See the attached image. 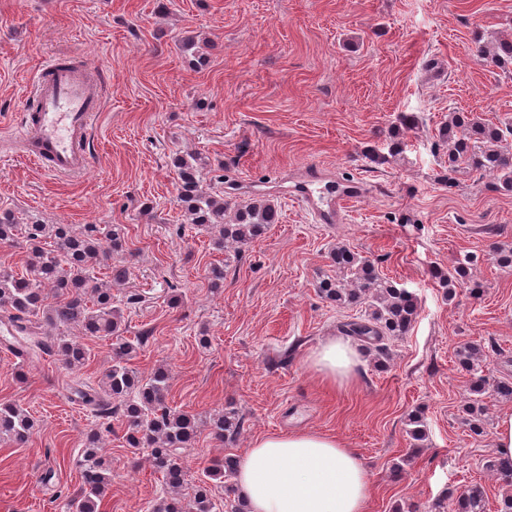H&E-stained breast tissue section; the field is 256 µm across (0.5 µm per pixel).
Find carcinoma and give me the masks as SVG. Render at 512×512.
Masks as SVG:
<instances>
[{"label":"carcinoma","instance_id":"obj_1","mask_svg":"<svg viewBox=\"0 0 512 512\" xmlns=\"http://www.w3.org/2000/svg\"><path fill=\"white\" fill-rule=\"evenodd\" d=\"M473 56L486 67L506 68L512 65V39H500L490 46L478 43ZM509 135L512 126L504 129L471 113L452 114L440 134L448 170L489 173L497 176L502 189L512 191V152L503 146ZM205 167L198 154L175 159L178 203L187 220L179 225V231L201 227L215 233L216 249L229 243L239 251L279 222L278 210L268 201L249 200L232 206L224 192L202 188ZM18 241L26 247L25 270L18 272L0 264V326L6 329L0 347L18 359L15 379L26 378L23 366L33 353L53 357L69 370L81 369L90 358V349L64 334L71 326L83 336L110 342L112 364L99 385L79 383L73 392L92 407L100 425L109 429L112 421L120 422L129 447L150 449L149 461L162 485L149 512H219V495L224 493V481L234 475L236 459L226 456L210 461L194 494L185 498L183 453L192 447L202 426H208L215 439L231 442L241 433L244 419L230 405L207 422L172 408L167 402V369L159 367L144 376L132 367L131 361L153 331L146 330L134 340L123 336L121 301L112 295V286L124 284L128 277L124 261H112L113 255L127 251L123 225L85 224L76 229L70 224H44L32 216L22 220L10 210H0V243ZM476 262V256L466 255L454 272L437 273L448 294L455 293ZM100 266L108 268L109 279L94 276ZM330 266L334 274L319 277L318 294L338 308L365 307L364 317L342 325V332L373 354L377 365H384L389 357L387 340L407 335L418 316L417 295L382 276L372 261L345 246L330 252ZM456 358L472 376L463 422L479 434L484 425L483 397L512 400V381L491 380L482 374L481 363L487 354L478 345L459 346ZM409 425L411 440L426 439L419 411L409 415ZM35 427L28 410L16 403H0L1 442L24 444ZM101 448L99 430L90 429L79 459L82 484L67 500V512H101L112 480ZM489 468L508 486L500 512H512V461L497 458ZM450 501L454 512H486V493L479 485L445 492L427 512H448Z\"/></svg>","mask_w":512,"mask_h":512}]
</instances>
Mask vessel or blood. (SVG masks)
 Segmentation results:
<instances>
[{"instance_id": "obj_1", "label": "vessel or blood", "mask_w": 512, "mask_h": 512, "mask_svg": "<svg viewBox=\"0 0 512 512\" xmlns=\"http://www.w3.org/2000/svg\"><path fill=\"white\" fill-rule=\"evenodd\" d=\"M30 99L18 131L27 160L55 175L83 174L91 164L93 123L104 105L94 66L50 59L36 74ZM317 180L308 172L294 179L287 189L290 200L311 213L316 223H341L360 186L332 185L320 195L314 188Z\"/></svg>"}]
</instances>
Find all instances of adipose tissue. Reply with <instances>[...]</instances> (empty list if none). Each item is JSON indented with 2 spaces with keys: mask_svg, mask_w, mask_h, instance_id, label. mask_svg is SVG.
Segmentation results:
<instances>
[{
  "mask_svg": "<svg viewBox=\"0 0 512 512\" xmlns=\"http://www.w3.org/2000/svg\"><path fill=\"white\" fill-rule=\"evenodd\" d=\"M309 362L332 388L361 364L356 344L331 338ZM235 488L245 512H368L371 485L357 453L333 436L293 430L255 438L237 461Z\"/></svg>",
  "mask_w": 512,
  "mask_h": 512,
  "instance_id": "ef3b65f1",
  "label": "adipose tissue"
}]
</instances>
